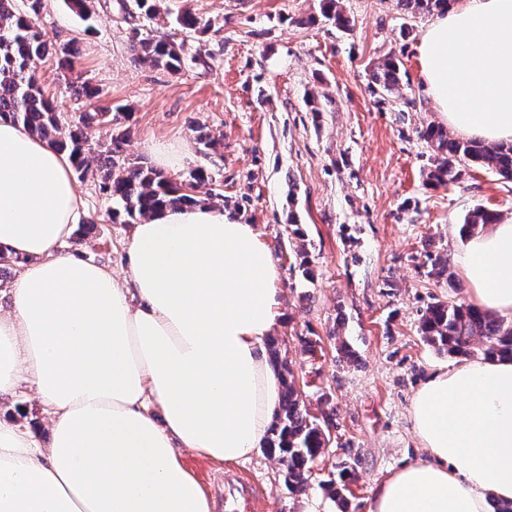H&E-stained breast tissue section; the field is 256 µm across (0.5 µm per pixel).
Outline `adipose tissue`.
I'll return each mask as SVG.
<instances>
[{"label":"adipose tissue","mask_w":512,"mask_h":512,"mask_svg":"<svg viewBox=\"0 0 512 512\" xmlns=\"http://www.w3.org/2000/svg\"><path fill=\"white\" fill-rule=\"evenodd\" d=\"M419 62L441 120L512 140V0H455L425 29ZM82 209L69 159L0 118V249L25 260L0 295V397L28 386L50 433L43 446L0 419V512H211L178 450L236 462L265 444L275 261L233 214L172 208L136 224L119 280L62 252ZM454 261L474 307L512 316V222L468 237ZM410 414L424 453L368 512L512 504V359L436 373Z\"/></svg>","instance_id":"adipose-tissue-1"}]
</instances>
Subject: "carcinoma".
Instances as JSON below:
<instances>
[{
	"mask_svg": "<svg viewBox=\"0 0 512 512\" xmlns=\"http://www.w3.org/2000/svg\"><path fill=\"white\" fill-rule=\"evenodd\" d=\"M0 0V117H8L31 133L51 141L67 155L75 172L84 176L90 170L86 156L87 130L105 128L109 132L106 156L99 168L100 188L109 194L115 215L125 223H136L168 208L204 206L223 197L212 177L196 169L189 178L171 179L150 166L128 163L123 157L128 128L124 113L107 107L83 112L77 121L67 123L56 112L51 98L35 75V64L46 59L69 60L76 55L72 45L54 43L39 24L43 0ZM451 0H397L401 10L411 14L438 12ZM327 9L338 29H350L351 18L339 8V0H327ZM136 59L178 69L183 61V45L171 40L142 38L133 46ZM372 94L385 97L401 84L399 58L391 53L372 68ZM420 137L431 149L427 179L434 186H447L461 179L465 171L480 167L512 180V143L488 144L460 140L440 127H428ZM500 216L481 207L468 211L461 220L462 236L472 235ZM419 331L424 341L439 352L466 357L474 341L484 346L488 356L512 357V321L471 305L436 303L422 315ZM278 411L269 430L266 448L283 459L281 473L288 487L297 490L307 484L315 460L330 442L328 420L312 416L287 365L278 368ZM356 460L338 464L337 477L327 481V489L338 508L347 510L344 491L355 475Z\"/></svg>",
	"mask_w": 512,
	"mask_h": 512,
	"instance_id": "1",
	"label": "carcinoma"
}]
</instances>
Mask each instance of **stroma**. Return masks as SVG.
I'll return each instance as SVG.
<instances>
[{"label":"stroma","instance_id":"35a3bbf8","mask_svg":"<svg viewBox=\"0 0 512 512\" xmlns=\"http://www.w3.org/2000/svg\"><path fill=\"white\" fill-rule=\"evenodd\" d=\"M353 27L322 15V0H158L146 16L136 0H91L89 19L66 0H44L40 25L54 41L79 49L70 67L46 60L37 77L68 120L89 111L74 85L89 82L98 105L130 114L129 161L157 165L174 156L168 176L205 169L224 195L225 211L254 225L277 265L282 316L271 332L288 359L311 415L332 418V441L305 491L288 489L265 449L224 464L190 448L185 467L208 495L223 475L257 478L267 512H339L325 480L353 459L351 512H367L379 484L421 453L410 418L417 390L456 357L419 332L432 303L470 301V284L453 261L464 244L462 217L482 206L512 219V181L470 169L458 182L433 186L430 152L419 132L440 120L420 75L419 43L430 15L403 14L396 0H340ZM201 18L186 30L177 16ZM182 44L172 71L133 60L142 38ZM402 61L401 96L383 101L369 86L388 54ZM415 100L406 109L403 99ZM218 137L203 149L195 127ZM88 232L61 247L123 277L131 225L113 221L112 201L93 176L78 180ZM309 243L313 278H303L289 223ZM448 260L450 282L428 277L430 258ZM317 340L304 353L302 338ZM349 344L354 359L342 356Z\"/></svg>","mask_w":512,"mask_h":512}]
</instances>
